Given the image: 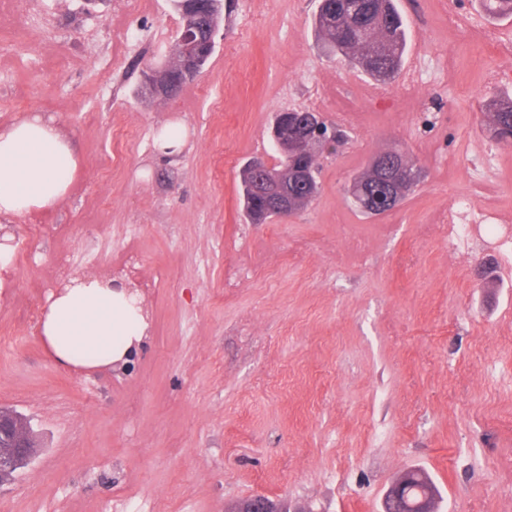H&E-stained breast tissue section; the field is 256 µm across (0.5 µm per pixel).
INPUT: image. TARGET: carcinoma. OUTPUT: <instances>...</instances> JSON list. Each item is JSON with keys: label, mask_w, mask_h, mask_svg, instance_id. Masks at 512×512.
<instances>
[{"label": "carcinoma", "mask_w": 512, "mask_h": 512, "mask_svg": "<svg viewBox=\"0 0 512 512\" xmlns=\"http://www.w3.org/2000/svg\"><path fill=\"white\" fill-rule=\"evenodd\" d=\"M313 27L322 40L326 53L342 58L380 82L393 79L401 70L406 51V26L395 0H319ZM210 60V48L203 47L188 63H180L168 76L176 91L184 87L186 74L205 67ZM311 111L289 108L276 113L272 126L288 130L283 152H277L278 162L273 171L288 189L291 210L305 209L319 194V158L323 150L308 147L298 137L301 128L310 124ZM486 128L499 134V141L512 136V98L495 97L488 103ZM396 154L394 150L380 151L372 163L354 175L347 186L348 197L366 215H379L398 206L411 194L416 184H408L398 193L392 205L378 207L375 198L383 191L386 178L384 161ZM243 212L251 224H267L281 213L273 211L266 200L253 190L260 174L254 173L248 162L239 172Z\"/></svg>", "instance_id": "carcinoma-1"}]
</instances>
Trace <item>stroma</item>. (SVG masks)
Segmentation results:
<instances>
[{
  "label": "stroma",
  "instance_id": "1",
  "mask_svg": "<svg viewBox=\"0 0 512 512\" xmlns=\"http://www.w3.org/2000/svg\"><path fill=\"white\" fill-rule=\"evenodd\" d=\"M318 0H224L208 65L166 105L142 93L180 18L171 0H0V125L54 117L79 171L53 208L11 217L0 282V407L27 416L38 456L0 488V512H233L262 495L288 512H383L410 466L442 512H512V255L471 236L449 254L448 200L512 218V148L484 112L512 96L491 82L496 52L458 38L449 13L502 29L477 0H398L408 50L387 87L324 55ZM136 38L126 47L112 33ZM236 44L226 55L227 44ZM359 111L321 161L302 212L250 224L238 172L272 160L276 113ZM181 123V154L158 129ZM421 171L395 209L366 216L346 195L377 152ZM147 316L127 369L52 362L26 310L46 312L55 259L112 274L128 246Z\"/></svg>",
  "mask_w": 512,
  "mask_h": 512
}]
</instances>
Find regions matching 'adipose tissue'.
<instances>
[{
    "label": "adipose tissue",
    "mask_w": 512,
    "mask_h": 512,
    "mask_svg": "<svg viewBox=\"0 0 512 512\" xmlns=\"http://www.w3.org/2000/svg\"><path fill=\"white\" fill-rule=\"evenodd\" d=\"M77 170V152L53 120L28 114L0 127V216L54 206ZM147 328L137 295L108 280L76 279L52 297L42 339L55 362L97 368L127 361Z\"/></svg>",
    "instance_id": "1"
}]
</instances>
